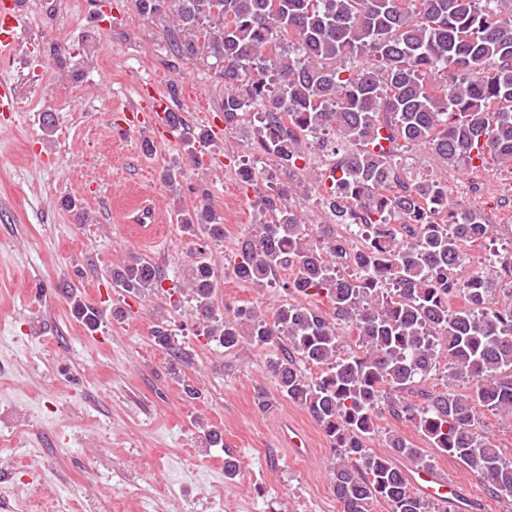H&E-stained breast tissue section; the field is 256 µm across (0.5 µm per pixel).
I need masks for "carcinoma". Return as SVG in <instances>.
Returning <instances> with one entry per match:
<instances>
[{"label":"carcinoma","instance_id":"1","mask_svg":"<svg viewBox=\"0 0 512 512\" xmlns=\"http://www.w3.org/2000/svg\"><path fill=\"white\" fill-rule=\"evenodd\" d=\"M139 14L158 23L177 60L202 63L224 79V125L254 127L266 154L278 159L280 179L254 165L240 178L256 196L258 223L238 243L232 274L257 288L290 271L283 287L330 299L332 313L299 302L266 318L254 307L227 316L216 306V273L197 260L178 292L205 324V335L225 349L248 339L255 347L278 344L268 370L280 394L304 406L338 451L330 467L343 512H436L412 493L395 463L432 468L422 448L390 435V454L367 448L378 431L381 405L410 422L429 445L472 469L488 493L512 501V463L476 432L475 408L512 417V251L495 252L457 278L470 262L464 247L491 242L494 225L471 210L455 223L436 224L431 209L447 196L442 180L418 173L408 197L380 198L397 144L429 148L446 165L491 159L512 168V7L502 0H136ZM288 114V124L280 113ZM334 131L345 166L326 198L336 221L356 214L337 201L352 200L377 214L367 225L361 270L345 277L350 258L332 224L312 228L283 203L305 187L296 161ZM187 158L205 134L187 128ZM413 227L402 240L387 217ZM176 222L193 236L224 240V214L204 192L193 209H178ZM112 288L146 295L162 286L157 266L130 255L112 268ZM74 312L96 327L102 313L74 300ZM357 336L359 351L338 354L340 336ZM156 342L176 370L185 352L164 321ZM448 359L447 381L466 379L468 391L424 394L412 404L403 393ZM320 369L306 377L297 363Z\"/></svg>","mask_w":512,"mask_h":512}]
</instances>
